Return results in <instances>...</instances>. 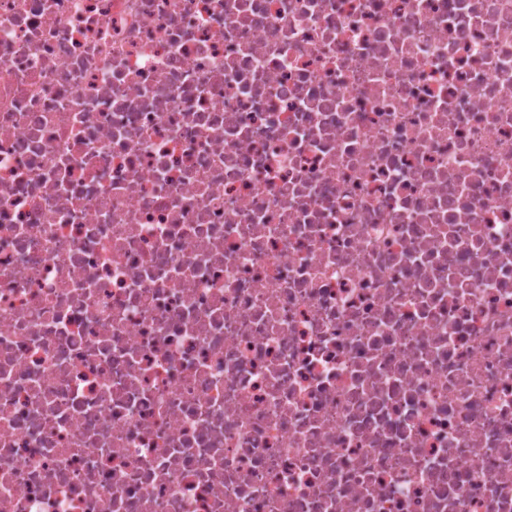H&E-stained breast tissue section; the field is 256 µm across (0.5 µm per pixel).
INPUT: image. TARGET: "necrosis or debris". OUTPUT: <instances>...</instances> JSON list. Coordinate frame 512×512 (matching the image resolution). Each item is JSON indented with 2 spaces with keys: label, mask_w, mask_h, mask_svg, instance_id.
<instances>
[{
  "label": "necrosis or debris",
  "mask_w": 512,
  "mask_h": 512,
  "mask_svg": "<svg viewBox=\"0 0 512 512\" xmlns=\"http://www.w3.org/2000/svg\"><path fill=\"white\" fill-rule=\"evenodd\" d=\"M0 512H512V0H0Z\"/></svg>",
  "instance_id": "obj_1"
}]
</instances>
